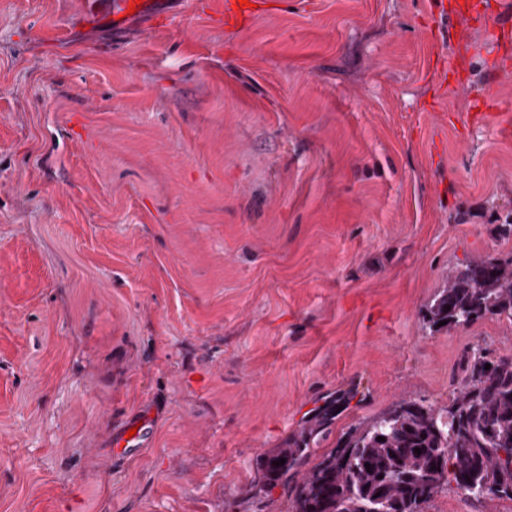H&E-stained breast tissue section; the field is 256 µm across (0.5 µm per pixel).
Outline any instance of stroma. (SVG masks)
<instances>
[{"label":"stroma","instance_id":"stroma-1","mask_svg":"<svg viewBox=\"0 0 512 512\" xmlns=\"http://www.w3.org/2000/svg\"><path fill=\"white\" fill-rule=\"evenodd\" d=\"M254 2L0 0V512H288L246 487L325 397L327 451L512 353L506 320L424 319L450 270L512 256V139L468 117L512 100V46L489 73L470 28L447 82L439 0ZM132 1L135 0H83L84 13L95 16L106 10L115 20L124 19L122 15L130 17L127 10L132 7Z\"/></svg>","mask_w":512,"mask_h":512}]
</instances>
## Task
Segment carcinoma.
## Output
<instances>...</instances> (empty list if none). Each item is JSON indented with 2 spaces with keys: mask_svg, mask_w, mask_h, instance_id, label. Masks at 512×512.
I'll list each match as a JSON object with an SVG mask.
<instances>
[{
  "mask_svg": "<svg viewBox=\"0 0 512 512\" xmlns=\"http://www.w3.org/2000/svg\"><path fill=\"white\" fill-rule=\"evenodd\" d=\"M488 316L512 322V258H479L456 269L426 310L434 331ZM462 371L448 405L402 400L396 406L408 410L393 423L389 408L319 455L335 419L334 400L326 401L298 433L260 456L259 490L291 486V512H424L452 482L467 491L498 474L512 486V355L491 361L475 348Z\"/></svg>",
  "mask_w": 512,
  "mask_h": 512,
  "instance_id": "obj_1",
  "label": "carcinoma"
}]
</instances>
